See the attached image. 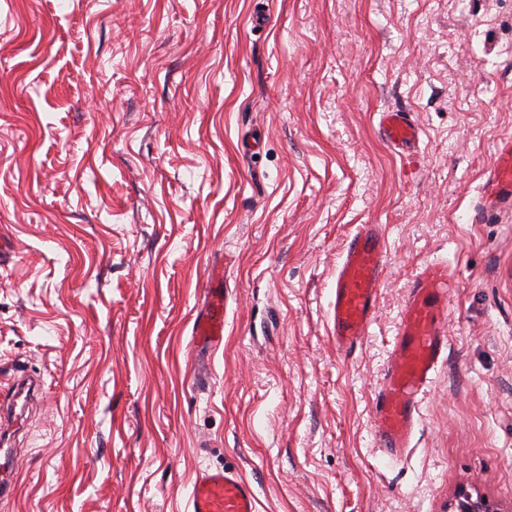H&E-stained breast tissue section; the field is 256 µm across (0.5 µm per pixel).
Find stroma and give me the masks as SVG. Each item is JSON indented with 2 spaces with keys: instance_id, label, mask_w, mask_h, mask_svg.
I'll use <instances>...</instances> for the list:
<instances>
[{
  "instance_id": "obj_1",
  "label": "stroma",
  "mask_w": 512,
  "mask_h": 512,
  "mask_svg": "<svg viewBox=\"0 0 512 512\" xmlns=\"http://www.w3.org/2000/svg\"><path fill=\"white\" fill-rule=\"evenodd\" d=\"M509 135L512 0H0V382L44 390L0 512H184L226 465L258 512H453L462 486L512 512V212L472 221ZM362 224L387 264L345 353ZM427 260L459 282L448 358L391 463L370 410ZM379 132L391 148L398 150L408 160L414 158L420 129L410 112L396 110L380 113ZM385 265L381 225L362 224L349 239L336 268L329 309L336 348L356 349L369 334ZM224 307L226 310L224 289L208 288L205 302L193 322L192 335L212 347L221 346L224 342Z\"/></svg>"
}]
</instances>
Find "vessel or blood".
<instances>
[{"label": "vessel or blood", "mask_w": 512, "mask_h": 512, "mask_svg": "<svg viewBox=\"0 0 512 512\" xmlns=\"http://www.w3.org/2000/svg\"><path fill=\"white\" fill-rule=\"evenodd\" d=\"M384 141L406 158H413L420 129L411 113H381ZM512 209V136L500 140L496 156L475 208L476 219ZM385 265L381 225L363 224L349 239L336 268L329 309L331 334L337 349L348 352L369 334ZM455 286L447 263H426L413 278L385 362L382 383L372 404L371 435L382 455L401 460L421 419L425 394L438 365L448 357L446 319ZM223 289H208L192 326L196 338L218 347L224 341ZM40 396L38 380L20 375L0 387V500L14 496L13 460L24 418ZM188 512H257L252 485L232 469L200 471L187 501Z\"/></svg>", "instance_id": "obj_1"}]
</instances>
